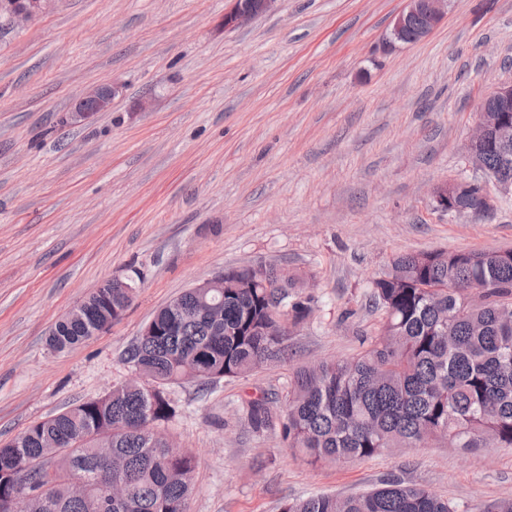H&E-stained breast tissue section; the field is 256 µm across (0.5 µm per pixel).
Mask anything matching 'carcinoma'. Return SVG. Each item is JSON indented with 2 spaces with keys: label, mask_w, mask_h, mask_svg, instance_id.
<instances>
[{
  "label": "carcinoma",
  "mask_w": 512,
  "mask_h": 512,
  "mask_svg": "<svg viewBox=\"0 0 512 512\" xmlns=\"http://www.w3.org/2000/svg\"><path fill=\"white\" fill-rule=\"evenodd\" d=\"M247 288L187 289L159 309L125 351L124 361L152 383L115 389L25 428L0 446V512H25L22 498L39 489L41 512H93L108 501L94 436L107 443L112 480L125 494L105 512H188L193 457L165 448L161 427L177 409L168 388L244 378L289 359L287 324L312 312V298L288 302L307 279L272 265L249 269ZM384 320L370 347L351 361H323L295 371L280 417L263 398L247 404L250 426L278 422L288 447L310 461L340 463L388 448H417L452 436L459 448L512 447V254L490 251L407 253L373 282ZM223 300L224 320H173L174 306L205 309ZM131 299L118 284L92 292L83 318L55 325L48 345L76 346L109 327ZM30 465L29 484L11 470ZM282 512H457L428 489L388 477L371 491L316 495Z\"/></svg>",
  "instance_id": "cac0c4a2"
}]
</instances>
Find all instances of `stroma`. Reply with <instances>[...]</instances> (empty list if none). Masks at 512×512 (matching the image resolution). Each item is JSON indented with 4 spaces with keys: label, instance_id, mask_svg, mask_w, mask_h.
Returning a JSON list of instances; mask_svg holds the SVG:
<instances>
[{
    "label": "stroma",
    "instance_id": "obj_1",
    "mask_svg": "<svg viewBox=\"0 0 512 512\" xmlns=\"http://www.w3.org/2000/svg\"><path fill=\"white\" fill-rule=\"evenodd\" d=\"M233 0H54L0 17V445L131 375L154 312L227 268L311 277L291 363L207 387L172 385L164 431L195 458L189 512H280L396 477L480 512L512 498V448L431 442L310 463L280 427L254 432L294 367L366 350L384 314L372 283L397 255L512 249V191L469 166L480 101L512 81V0H451L424 41L386 52L404 0H276L235 29ZM100 84L111 111L74 124ZM485 181L496 209L438 210L435 185ZM133 280L123 317L52 350L55 323L107 278ZM118 93L119 88L114 84H103L94 87L78 99L74 109L69 114V119L74 123H81L91 120L100 112L111 111L112 102Z\"/></svg>",
    "mask_w": 512,
    "mask_h": 512
}]
</instances>
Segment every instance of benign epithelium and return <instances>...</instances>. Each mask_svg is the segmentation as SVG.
I'll return each mask as SVG.
<instances>
[{
	"instance_id": "obj_1",
	"label": "benign epithelium",
	"mask_w": 512,
	"mask_h": 512,
	"mask_svg": "<svg viewBox=\"0 0 512 512\" xmlns=\"http://www.w3.org/2000/svg\"><path fill=\"white\" fill-rule=\"evenodd\" d=\"M52 0H0V14L14 21H29L43 13ZM276 0H234L233 7L224 14V28L230 29L269 11ZM451 0H406V6L394 19L389 35L383 46L387 50L396 48L401 33L409 23L420 18L423 23L414 34V41L427 38L442 22L448 12ZM119 88L112 84H103L84 93L69 114L74 123L92 119L100 112H109ZM493 148L501 156L502 166H512V82L495 86L492 92L481 102L479 118L475 132L471 135L466 160L477 170L485 169V152ZM470 187V181L453 179L434 189V201L439 210L448 213L474 217L487 215L495 210L497 198L489 191H483L471 208H462L458 201Z\"/></svg>"
}]
</instances>
